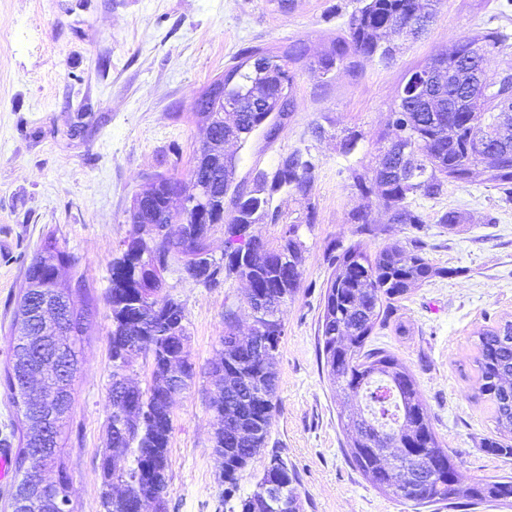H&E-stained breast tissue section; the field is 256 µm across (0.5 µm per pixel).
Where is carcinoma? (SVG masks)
<instances>
[{"label":"carcinoma","instance_id":"carcinoma-1","mask_svg":"<svg viewBox=\"0 0 512 512\" xmlns=\"http://www.w3.org/2000/svg\"><path fill=\"white\" fill-rule=\"evenodd\" d=\"M351 14L344 34L334 38L320 56H309L307 44L296 40L284 47L251 46L240 50L225 68L224 101L235 105L232 121L221 112L209 90L206 99L194 101V116L206 125V141L193 161L200 162L198 179L192 183L199 201L210 206L208 219L199 221L196 212L182 202L183 181L176 175L159 174L161 189L145 201L134 198L130 210L132 230L110 264L107 302L112 312L108 334L112 382L108 396L107 432L109 448L99 458L101 503L108 492L112 512H137L140 500H151L158 512H166L169 487V443L175 403L168 401V373L176 370L183 389L191 387L196 375L188 348V319L184 304L166 289L164 273L172 267L186 278L215 286L220 278L235 277L254 290L246 296L266 297L270 307L261 311L257 323L269 339L263 352L242 343L236 333L237 314L224 311V336L220 357L210 363L208 375L215 387L209 409L217 427L212 441L216 468L224 474L225 492L236 491L239 477L265 448L277 411V377L273 369L284 334L280 317L293 301L302 283L303 243L299 229L315 223L314 209L289 222L275 246L254 234V226L265 221L277 224L282 214L272 207L280 192L307 199L314 183V165L300 150L278 160L272 170L259 169L253 186L234 183L238 158L223 152L224 139L245 145L252 134L275 113L283 120L294 108L281 103L293 94L298 69L322 77L342 67L355 69L363 61L391 54L384 37L394 30L414 31L420 20H432L442 0H363ZM478 47L487 55L507 50V36L488 29L452 41L434 59L452 73L423 99L399 100L391 112L389 126L408 127L418 132L408 155L401 157L381 146L370 171L354 175V187L363 203L352 213L353 223L366 229L371 224L369 197L379 199L391 212L394 224L420 229L421 213L408 199H435L450 185L471 181L481 166L487 181L512 198V113L497 112V100L512 94V86L489 90L478 80H469L476 64L465 58ZM469 99L472 109L456 107ZM486 134L494 149L484 161L466 150L469 137ZM230 197L229 212L219 202ZM176 222L178 234L165 228ZM224 227V255L217 259L208 240L214 227ZM408 256L393 244L373 255L356 245L334 256V277L326 289L319 328L324 367L336 391L343 395L340 419L350 435L349 456L353 464L383 494L417 506H428L465 498L472 504L512 503V477L482 478L462 490L448 486V475L458 470L455 456L444 447L430 422L423 395L410 369L381 348H367L376 326L413 286L439 274L423 256L422 242L414 240ZM77 258L61 247L57 238L46 236L26 267V286L15 312L18 335L48 336L43 319L49 313L44 303L57 299L73 304L72 297L86 293L82 278L64 286L61 270L73 268ZM75 318L65 322L60 333L71 368L64 375L37 357L34 347L11 346L10 365L4 383L11 403L21 413L23 440L14 457L15 471L22 474L8 507L30 496L52 501L68 492L69 474L60 456V442L72 409V382L78 371L77 342L85 335L87 316L73 310ZM479 396L491 404L495 435L486 439L487 452L512 457V321L477 332ZM144 352L150 377L146 387L131 381L133 355ZM44 372L51 381L45 392L27 386L26 378ZM262 380L263 390L243 401L252 383ZM31 448H48L42 456L39 483L30 484L23 475ZM295 472L278 456L270 458L255 489L239 499L230 512H299Z\"/></svg>","mask_w":512,"mask_h":512}]
</instances>
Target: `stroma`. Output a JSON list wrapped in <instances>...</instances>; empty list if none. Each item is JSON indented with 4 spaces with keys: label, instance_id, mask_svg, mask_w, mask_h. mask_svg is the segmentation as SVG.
Segmentation results:
<instances>
[{
    "label": "stroma",
    "instance_id": "1",
    "mask_svg": "<svg viewBox=\"0 0 512 512\" xmlns=\"http://www.w3.org/2000/svg\"><path fill=\"white\" fill-rule=\"evenodd\" d=\"M504 0H443L428 31L413 40L392 35L385 63L366 62L322 82L299 73L295 110L274 135L256 132L239 148L236 178L272 168L294 150L315 169L310 200L275 196L279 224L255 232L276 244L285 219L314 205L316 221L301 228L303 280L282 314L276 359L278 408L267 444L242 473L238 495L251 493L264 465L279 455L296 473L301 512H512V506L465 501L416 508L383 495L350 461L319 345L332 260L359 244L368 253L420 238L438 275L412 288L370 345L408 366L439 439L458 457L459 482L512 476V457L483 448L495 424L477 393V333L512 320V199L476 170L469 184L438 198H412L421 230L394 224L372 201L368 230L351 214L361 203L352 175L369 171L388 131L398 89L409 69L426 65L451 41L491 28L512 39V8ZM360 0H296L280 11L273 0H0V375L7 367L12 323L25 269L46 235L78 258L88 294L89 324L80 344L72 411L61 456L70 476L74 512H100L98 461L107 446L111 383L106 301L110 262L131 231L129 209L146 179L185 174L205 130L192 114L202 91L250 46L302 40L311 55L343 32ZM322 126L325 137L311 133ZM357 135L352 152L347 136ZM448 210L465 223L439 224ZM494 223H486V216ZM186 308L197 376L176 399L170 438L168 512H229L221 500L208 408L213 387L205 371L220 348L224 310L236 309L239 335L252 322L246 285L235 278L207 287L165 275Z\"/></svg>",
    "mask_w": 512,
    "mask_h": 512
}]
</instances>
